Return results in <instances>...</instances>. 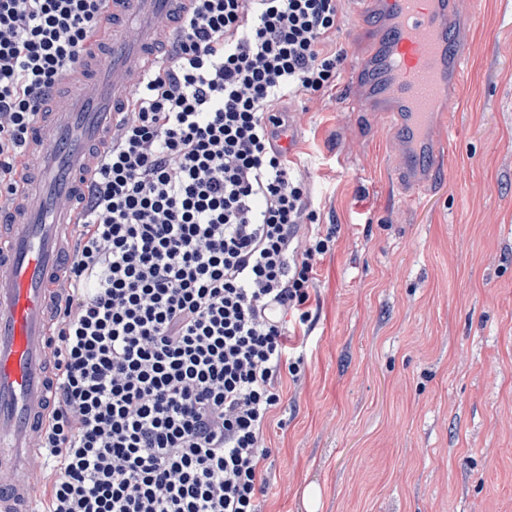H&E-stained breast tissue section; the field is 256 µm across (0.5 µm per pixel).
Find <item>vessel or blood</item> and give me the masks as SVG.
<instances>
[{
	"mask_svg": "<svg viewBox=\"0 0 512 512\" xmlns=\"http://www.w3.org/2000/svg\"><path fill=\"white\" fill-rule=\"evenodd\" d=\"M366 52L347 93L363 112L386 113L399 141L402 186L427 191L446 164L432 128L465 77L457 0H360ZM189 0H106L112 39L66 76L39 113L27 146L31 177L0 216V512H35L23 472L44 463L36 441L53 402L48 364L53 279L69 250L70 221L97 150L122 106L150 74L158 19Z\"/></svg>",
	"mask_w": 512,
	"mask_h": 512,
	"instance_id": "obj_1",
	"label": "vessel or blood"
}]
</instances>
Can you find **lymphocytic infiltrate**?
Returning a JSON list of instances; mask_svg holds the SVG:
<instances>
[{
  "instance_id": "f902f5d3",
  "label": "lymphocytic infiltrate",
  "mask_w": 512,
  "mask_h": 512,
  "mask_svg": "<svg viewBox=\"0 0 512 512\" xmlns=\"http://www.w3.org/2000/svg\"><path fill=\"white\" fill-rule=\"evenodd\" d=\"M105 0H0V211L50 92L112 36ZM339 0H191L99 153L54 291L38 512H261L287 317L333 233L276 145L336 85ZM277 303L268 320L263 309Z\"/></svg>"
}]
</instances>
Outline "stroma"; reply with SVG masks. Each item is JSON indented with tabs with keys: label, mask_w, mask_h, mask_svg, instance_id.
<instances>
[{
	"label": "stroma",
	"mask_w": 512,
	"mask_h": 512,
	"mask_svg": "<svg viewBox=\"0 0 512 512\" xmlns=\"http://www.w3.org/2000/svg\"><path fill=\"white\" fill-rule=\"evenodd\" d=\"M466 76L448 163L409 199L385 121L345 89L364 50L341 0L344 56L329 98L291 95V173L335 248L317 267L304 375L266 438L263 512H512V0H462Z\"/></svg>",
	"instance_id": "35a3bbf8"
}]
</instances>
